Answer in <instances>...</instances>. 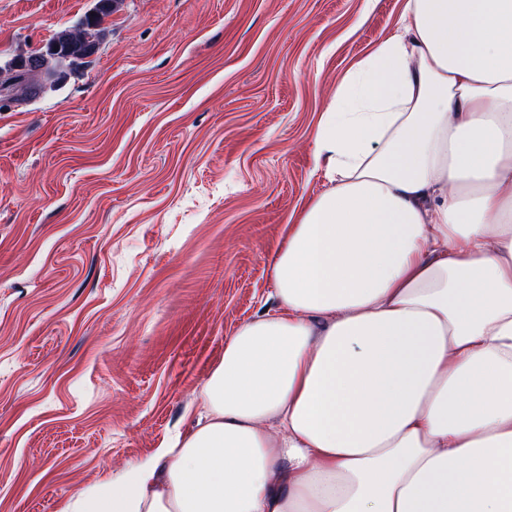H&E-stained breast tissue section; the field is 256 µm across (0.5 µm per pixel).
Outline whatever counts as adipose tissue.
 <instances>
[{
  "label": "adipose tissue",
  "instance_id": "adipose-tissue-1",
  "mask_svg": "<svg viewBox=\"0 0 512 512\" xmlns=\"http://www.w3.org/2000/svg\"><path fill=\"white\" fill-rule=\"evenodd\" d=\"M193 428L62 512H512V0H404Z\"/></svg>",
  "mask_w": 512,
  "mask_h": 512
}]
</instances>
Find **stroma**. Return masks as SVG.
<instances>
[{
	"mask_svg": "<svg viewBox=\"0 0 512 512\" xmlns=\"http://www.w3.org/2000/svg\"><path fill=\"white\" fill-rule=\"evenodd\" d=\"M96 0H0V65ZM403 0H121L89 63L0 102V512H60L199 413L270 304L313 136Z\"/></svg>",
	"mask_w": 512,
	"mask_h": 512,
	"instance_id": "1",
	"label": "stroma"
}]
</instances>
